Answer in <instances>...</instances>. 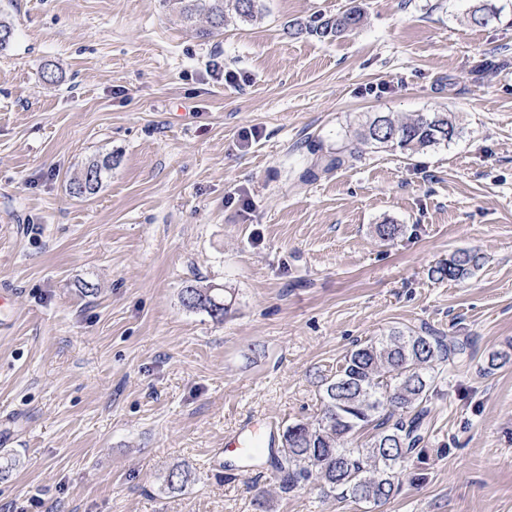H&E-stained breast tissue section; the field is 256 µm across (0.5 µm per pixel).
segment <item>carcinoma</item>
Segmentation results:
<instances>
[{
	"mask_svg": "<svg viewBox=\"0 0 512 512\" xmlns=\"http://www.w3.org/2000/svg\"><path fill=\"white\" fill-rule=\"evenodd\" d=\"M163 2L169 13L187 27L206 19L207 35L232 20H260L266 10L265 0ZM496 15V8L477 2L470 7L467 21L484 26ZM363 21L361 8L352 6L335 16L319 15L309 25L297 28V33L337 37L356 30ZM459 134L460 126L452 112H428L404 119L374 112L365 116L352 137L336 151L324 153L321 145H309L310 153L316 156L312 169L324 173L337 169L362 145L396 146L412 155L448 144ZM112 163L110 154L89 161L79 175L70 179V193L79 197L96 193L103 177L112 171ZM481 264L479 254L458 252L435 267L431 277L466 278ZM182 303L204 310L218 321L228 311L224 294L216 288L190 286L182 293ZM469 349L467 339L449 342L426 327L394 328L386 336L357 345L346 356L341 370L325 381L321 417L313 423L288 425L281 448L268 449L279 489L288 493L316 484L357 504L375 505L390 499L424 441L428 404L436 392V368L464 359ZM368 428L372 433L362 447L345 446L350 436Z\"/></svg>",
	"mask_w": 512,
	"mask_h": 512,
	"instance_id": "1",
	"label": "carcinoma"
}]
</instances>
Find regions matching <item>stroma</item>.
Instances as JSON below:
<instances>
[{
    "label": "stroma",
    "instance_id": "stroma-1",
    "mask_svg": "<svg viewBox=\"0 0 512 512\" xmlns=\"http://www.w3.org/2000/svg\"><path fill=\"white\" fill-rule=\"evenodd\" d=\"M490 2L478 27L471 0H266L202 39L163 0H0V512H512V362L484 371L512 347V0ZM354 4L351 33L289 32ZM434 110L460 119L448 145L299 181L365 113ZM462 250L482 266L431 278ZM190 286L223 289L224 319ZM423 326L472 346L385 504L214 466L245 420L315 421L356 343ZM112 163V154L89 161L79 175L70 179V193L79 197L95 194L102 186L103 177L112 171ZM220 288H198L190 286L182 293V303L187 308L206 311L212 318L220 321L228 311V305L224 304V293ZM218 310V314L215 313Z\"/></svg>",
    "mask_w": 512,
    "mask_h": 512
}]
</instances>
